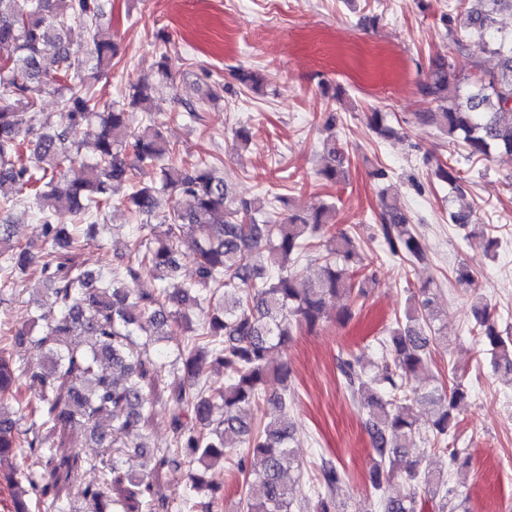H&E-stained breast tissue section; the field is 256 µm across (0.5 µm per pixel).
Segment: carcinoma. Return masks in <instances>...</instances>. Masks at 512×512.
<instances>
[{
    "mask_svg": "<svg viewBox=\"0 0 512 512\" xmlns=\"http://www.w3.org/2000/svg\"><path fill=\"white\" fill-rule=\"evenodd\" d=\"M481 8H460L461 24L478 34L477 50L456 39L448 53L432 60L420 88L436 111L414 114L462 144L469 157L512 154V39L497 36V13L512 0H476ZM108 0H0V198L30 201L41 224L44 251L12 241V225L0 224V273L6 279L40 272L56 312L36 308L30 328L0 337V479L13 489V512H53L69 497L84 472H99L78 488L85 512H169L154 484L135 468L153 461L152 474L186 468L195 512H217L224 486L229 446L241 442L261 458L262 470L245 480V512H334V493L346 473L319 466L310 495L299 481L285 482L294 464L295 436L288 422V364L277 368L282 391L269 394V357L284 350L302 327L328 320L342 294L364 295L372 278L363 274L355 235L332 232L335 206L323 204L304 215L293 213L281 224L260 219L258 200L233 196L224 179L202 160L183 156L162 133L152 115L154 84L142 79L129 86L128 106L101 100L95 91L112 70L116 48L103 28ZM75 24L89 32L90 48L81 59L66 41ZM498 57L485 70L476 52ZM470 60L457 76L448 54ZM58 98L62 123L36 131L43 95ZM148 113L136 126L133 110ZM85 126L92 153L70 140ZM322 179L338 183L343 158L336 139L323 142ZM436 177L459 196L466 192L459 172L448 164ZM124 206L146 234L128 246L119 270L93 271L75 261L76 252L103 230L108 206ZM70 211L74 224H57ZM378 228L388 250L409 262L425 253L397 198L383 189ZM319 240L325 266L318 281L298 287L297 265ZM66 252L51 268V257ZM192 258L196 279L170 287L181 260ZM162 284L154 292L137 288L142 276ZM405 321L388 330L390 361L374 373L363 358H341L343 383L366 412L376 458L369 475V496L377 512H418L422 483L430 498H448V482L429 479L417 448L415 406L437 412L426 442L447 448L456 437V410L467 397L460 383L426 392L412 385L439 339L427 289ZM204 311L193 324L189 309ZM473 332L494 370L512 374V334L499 329L487 300L472 306ZM193 331L184 345L167 347L178 332ZM27 344L41 358L37 371L20 369L9 348ZM208 367L224 370V388L203 381ZM172 404L167 448L148 443V424L161 396ZM265 404L276 417L254 424L245 411ZM112 420V428L102 420ZM89 432L101 448L89 461L66 444L75 427ZM412 487L402 498L385 496L396 461ZM38 494L35 505L29 490Z\"/></svg>",
    "mask_w": 512,
    "mask_h": 512,
    "instance_id": "1",
    "label": "carcinoma"
}]
</instances>
